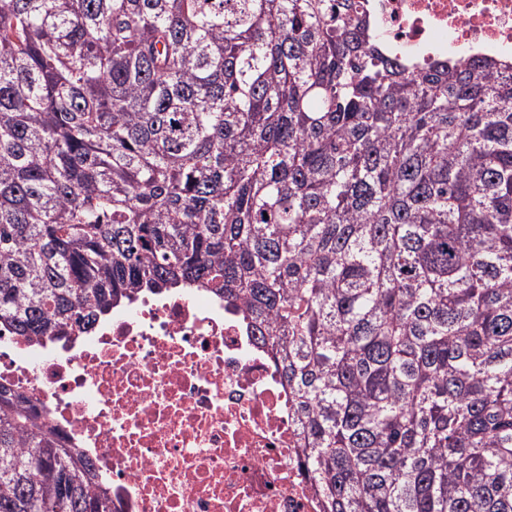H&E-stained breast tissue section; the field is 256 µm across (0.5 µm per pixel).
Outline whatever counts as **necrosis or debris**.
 <instances>
[{
	"label": "necrosis or debris",
	"instance_id": "necrosis-or-debris-1",
	"mask_svg": "<svg viewBox=\"0 0 512 512\" xmlns=\"http://www.w3.org/2000/svg\"><path fill=\"white\" fill-rule=\"evenodd\" d=\"M383 46L512 63V0H362ZM0 386L82 451L109 512H322L270 353L205 290L115 305L70 341L0 327Z\"/></svg>",
	"mask_w": 512,
	"mask_h": 512
}]
</instances>
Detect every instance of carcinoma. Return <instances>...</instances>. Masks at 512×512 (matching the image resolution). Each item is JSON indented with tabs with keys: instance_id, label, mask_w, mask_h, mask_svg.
Returning a JSON list of instances; mask_svg holds the SVG:
<instances>
[{
	"instance_id": "carcinoma-1",
	"label": "carcinoma",
	"mask_w": 512,
	"mask_h": 512,
	"mask_svg": "<svg viewBox=\"0 0 512 512\" xmlns=\"http://www.w3.org/2000/svg\"><path fill=\"white\" fill-rule=\"evenodd\" d=\"M184 288L272 353L323 512H512V65L359 0H0V325ZM0 512H106L6 390Z\"/></svg>"
}]
</instances>
